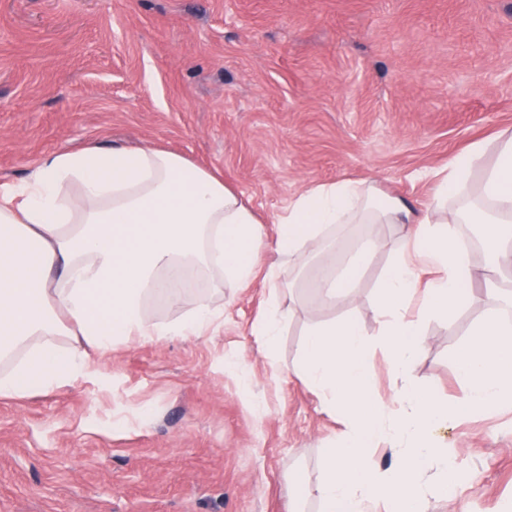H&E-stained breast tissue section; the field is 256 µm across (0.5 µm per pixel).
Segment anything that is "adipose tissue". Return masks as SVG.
Listing matches in <instances>:
<instances>
[{"instance_id":"1","label":"adipose tissue","mask_w":512,"mask_h":512,"mask_svg":"<svg viewBox=\"0 0 512 512\" xmlns=\"http://www.w3.org/2000/svg\"><path fill=\"white\" fill-rule=\"evenodd\" d=\"M487 149L477 142L454 156L425 210L339 180L309 186L277 219L275 252L330 300L355 287L382 242L362 241L358 260L333 278L327 230L399 227L375 309L393 375L390 400L373 393V345L355 320L309 329L294 364L295 376L350 425L341 447L325 449L316 485L290 476L297 496H314L321 512H423L429 496L448 497L457 484L449 420L512 406V326L499 320L504 290L494 282L481 294L471 290L491 271L512 277V134H500L479 193H465ZM449 205L451 223L439 218ZM464 224L481 229L486 266L473 263ZM264 246L261 221L241 196L179 153L90 143L42 157L24 180L0 188V395L76 381L91 372L92 356L124 342L207 335L224 317L212 291L247 283ZM189 278L202 284L192 309L151 320L150 304L179 306L178 285ZM480 302L489 319L456 354L467 389L451 402L411 378L422 325ZM380 447L394 455L389 467L374 457Z\"/></svg>"}]
</instances>
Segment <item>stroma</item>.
Listing matches in <instances>:
<instances>
[{
  "mask_svg": "<svg viewBox=\"0 0 512 512\" xmlns=\"http://www.w3.org/2000/svg\"><path fill=\"white\" fill-rule=\"evenodd\" d=\"M512 132V0H0V185L96 142L160 146L219 171L264 220L315 183L366 181L415 208L435 174ZM377 250L336 304L295 270L215 295L207 336L118 346L93 378L0 397V512H317L345 419L292 373L307 331L377 332ZM273 348L253 336L270 301ZM487 318L423 325L415 380L448 400ZM469 512H512V409L449 423Z\"/></svg>",
  "mask_w": 512,
  "mask_h": 512,
  "instance_id": "obj_1",
  "label": "stroma"
}]
</instances>
